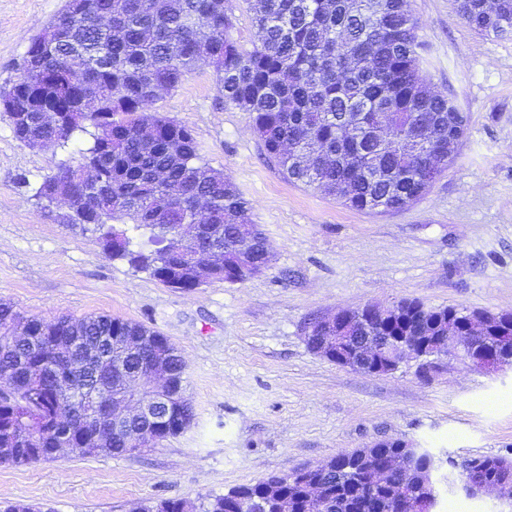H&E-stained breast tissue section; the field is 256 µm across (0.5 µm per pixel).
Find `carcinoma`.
<instances>
[{"mask_svg":"<svg viewBox=\"0 0 512 512\" xmlns=\"http://www.w3.org/2000/svg\"><path fill=\"white\" fill-rule=\"evenodd\" d=\"M71 14L65 5L50 27L60 28L52 43L35 37L23 58L20 78L0 89L14 137H41L65 155L59 170L93 165L98 182L76 193L81 224L96 225L103 252L126 259L168 286L198 287L200 273L186 259L187 244L177 248L176 229L200 214L202 234L224 248L222 264L210 280H241L240 256L252 268L268 247L259 227L248 221L250 203L224 173L200 153L191 130L154 109L156 93L176 88L196 64L218 57L217 85L224 106L250 114L252 129L269 160L293 183L320 190L356 210H390L425 194L424 170L444 168L457 153L466 127L448 94L421 76L420 25L409 0H260L256 38L249 50L231 36L226 0H81ZM112 12V26L91 17ZM457 16L480 33L512 40V0H458ZM74 53L92 64L59 75L49 84L45 72ZM103 103L79 120L51 129L43 106L77 112L85 95ZM153 128L151 138L141 130ZM176 188L166 209L156 202ZM56 187L47 175L34 197L48 207ZM392 330L405 335L418 328L426 336H445L448 321H463L468 311L427 307L417 299L401 301ZM26 322L27 341H0L1 463L26 465L56 458L58 448H77L97 420L101 407L125 389L117 367L132 370L157 349L166 354L172 396L164 403L169 428L180 434L194 410L186 396L183 357L160 333L108 314L82 319L24 317L0 302V331ZM126 432L107 433L104 454H126ZM375 459L399 458L404 469L385 483L351 474L336 479V468H362V451L340 452L324 481L329 504L322 512H389L396 497H425L426 479L438 467L425 451L405 442L372 449ZM487 480L512 472V460L473 459ZM310 469L273 474L230 489L200 505L169 499L140 506V512H243L268 496L282 497L288 512L300 504Z\"/></svg>","mask_w":512,"mask_h":512,"instance_id":"1","label":"carcinoma"}]
</instances>
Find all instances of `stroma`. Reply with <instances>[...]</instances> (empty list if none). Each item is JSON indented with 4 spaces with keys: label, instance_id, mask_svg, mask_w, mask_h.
Masks as SVG:
<instances>
[{
    "label": "stroma",
    "instance_id": "stroma-1",
    "mask_svg": "<svg viewBox=\"0 0 512 512\" xmlns=\"http://www.w3.org/2000/svg\"><path fill=\"white\" fill-rule=\"evenodd\" d=\"M65 0H0V86ZM422 75L468 117L455 159L396 210L349 208L285 180L248 113L225 107L200 63L157 101L192 129L201 156L250 202L272 253L242 283L191 292L106 256L95 234L59 223L32 197L60 149L15 139L0 111V302L46 319L109 314L166 336L186 364L194 419L159 445L120 456L0 463V502L43 512H137L149 501H203L379 439L440 462L437 512H512L467 496L461 464L512 458V368L486 375L453 360L431 379L415 363L370 376L311 352L315 319L416 298L430 307L512 312V41L462 23L455 0H410Z\"/></svg>",
    "mask_w": 512,
    "mask_h": 512
}]
</instances>
